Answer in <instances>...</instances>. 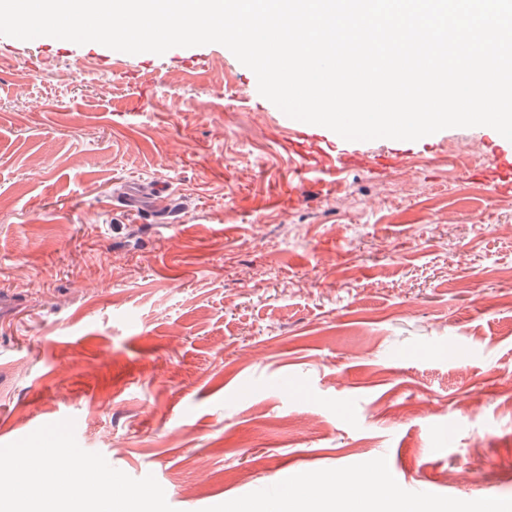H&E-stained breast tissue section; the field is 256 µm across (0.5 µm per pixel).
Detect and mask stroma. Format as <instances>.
I'll return each mask as SVG.
<instances>
[{
	"label": "stroma",
	"instance_id": "1",
	"mask_svg": "<svg viewBox=\"0 0 512 512\" xmlns=\"http://www.w3.org/2000/svg\"><path fill=\"white\" fill-rule=\"evenodd\" d=\"M287 137L223 45L0 40V445L73 419L176 512H278L339 471L512 504V188L454 161L485 137L362 145L402 170ZM282 114L287 125L286 128L291 134L287 144L288 151L298 155L302 160L309 163H322L329 159H335L340 164L358 165L367 158L370 162L375 163L376 158L372 155H350L354 152L343 153L336 149L337 145L343 142L356 144L366 141H347L337 134L335 138L318 140L313 135L316 125L294 120L283 112Z\"/></svg>",
	"mask_w": 512,
	"mask_h": 512
}]
</instances>
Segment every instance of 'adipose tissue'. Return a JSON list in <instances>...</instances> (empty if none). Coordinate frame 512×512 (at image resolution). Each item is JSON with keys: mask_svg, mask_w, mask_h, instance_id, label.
<instances>
[{"mask_svg": "<svg viewBox=\"0 0 512 512\" xmlns=\"http://www.w3.org/2000/svg\"><path fill=\"white\" fill-rule=\"evenodd\" d=\"M337 481L348 484L352 494L348 499L330 497L321 480L286 489L280 499V512H308L310 507L321 506L329 512H434L433 505L424 499L410 500L393 488H386L381 496H374L370 479L361 474L337 472Z\"/></svg>", "mask_w": 512, "mask_h": 512, "instance_id": "ef3b65f1", "label": "adipose tissue"}]
</instances>
